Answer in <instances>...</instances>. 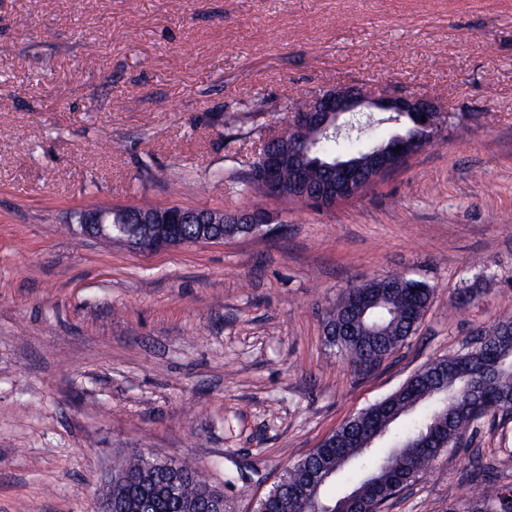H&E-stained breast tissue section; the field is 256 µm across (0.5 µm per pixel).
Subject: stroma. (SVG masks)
<instances>
[{
	"mask_svg": "<svg viewBox=\"0 0 512 512\" xmlns=\"http://www.w3.org/2000/svg\"><path fill=\"white\" fill-rule=\"evenodd\" d=\"M348 87L427 96L448 127L332 208L237 184L291 102ZM146 204L259 207L284 230L148 254L69 220ZM392 273L431 306L355 371L323 310ZM509 316L512 0H0V512H97L132 448L206 464L255 512L284 465ZM475 449L492 468L469 483ZM452 483L512 484V417L385 512H448Z\"/></svg>",
	"mask_w": 512,
	"mask_h": 512,
	"instance_id": "35a3bbf8",
	"label": "stroma"
}]
</instances>
